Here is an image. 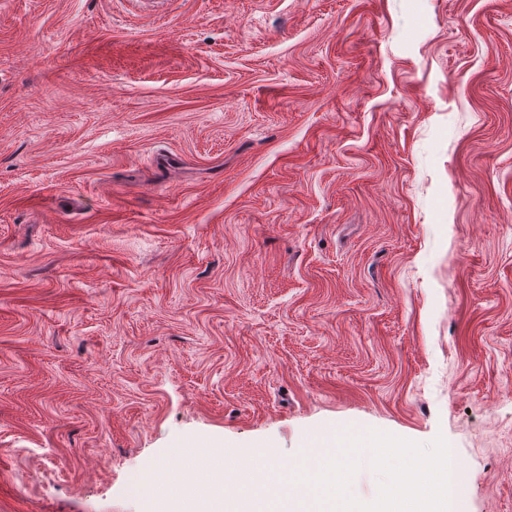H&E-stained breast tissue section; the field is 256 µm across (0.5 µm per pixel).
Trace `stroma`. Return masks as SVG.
<instances>
[{
  "mask_svg": "<svg viewBox=\"0 0 512 512\" xmlns=\"http://www.w3.org/2000/svg\"><path fill=\"white\" fill-rule=\"evenodd\" d=\"M206 448L512 512V0H0V512Z\"/></svg>",
  "mask_w": 512,
  "mask_h": 512,
  "instance_id": "stroma-1",
  "label": "stroma"
}]
</instances>
